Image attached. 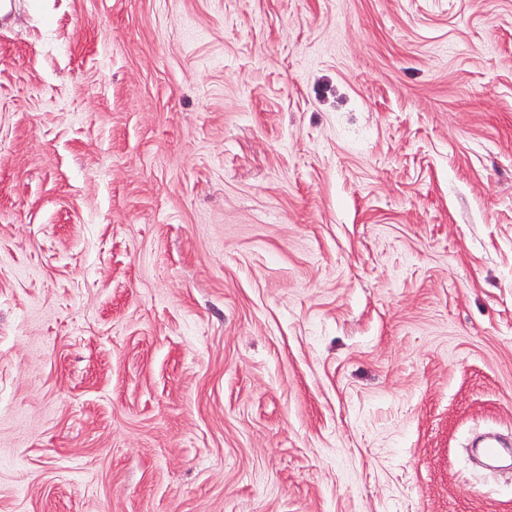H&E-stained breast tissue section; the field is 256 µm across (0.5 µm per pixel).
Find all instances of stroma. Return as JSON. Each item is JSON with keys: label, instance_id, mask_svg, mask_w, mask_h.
Returning a JSON list of instances; mask_svg holds the SVG:
<instances>
[{"label": "stroma", "instance_id": "35a3bbf8", "mask_svg": "<svg viewBox=\"0 0 512 512\" xmlns=\"http://www.w3.org/2000/svg\"><path fill=\"white\" fill-rule=\"evenodd\" d=\"M512 0L0 14V512H512Z\"/></svg>", "mask_w": 512, "mask_h": 512}]
</instances>
